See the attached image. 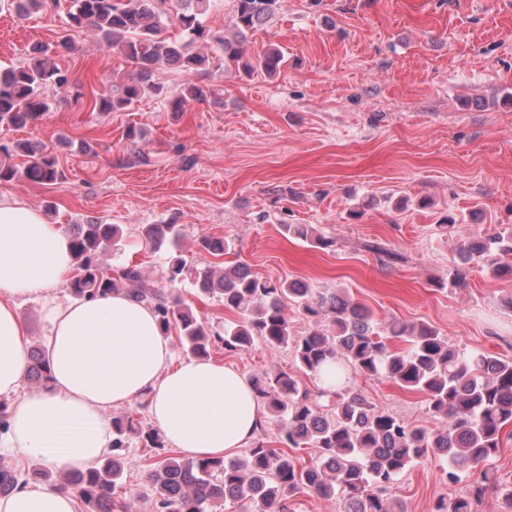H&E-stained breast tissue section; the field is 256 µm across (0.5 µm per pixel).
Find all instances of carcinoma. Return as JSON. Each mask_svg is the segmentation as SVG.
Listing matches in <instances>:
<instances>
[{
	"mask_svg": "<svg viewBox=\"0 0 512 512\" xmlns=\"http://www.w3.org/2000/svg\"><path fill=\"white\" fill-rule=\"evenodd\" d=\"M211 0H178L179 34L167 35L166 0H71L67 24L89 27L112 52L132 67L126 77H114L106 93H76V100L97 112L127 111L148 95L159 96L163 87L153 76L163 63L176 66L189 80L168 100L170 111L183 112L193 103L213 95V89L194 80L207 73L213 57L202 50L212 45L226 62L240 65L251 75L279 73L286 62L281 47L272 45L254 60L244 59L248 35L265 26L281 9L282 0H235L233 35H218L205 24ZM24 16L41 11L45 0H8ZM56 48L41 45L26 62L0 68V124L24 127L38 121L49 105L42 88H62L66 76L53 60ZM25 158L18 169L13 157ZM51 184L63 177L54 155L42 144L19 142L0 146V182L19 175ZM285 232L322 248L331 246L309 224H286ZM175 224H145L142 241L152 249L176 242ZM122 230L116 224L90 221L69 234L77 273L67 283L75 299L124 293L151 308L164 333L179 331L180 347L195 357H207L210 349L224 346L228 353L245 351L259 338L266 347L291 346L300 371L318 377L328 364L336 376L351 369L356 374L388 379L402 388L427 397L432 415L445 420L442 428L411 426L377 410L360 391L341 383L319 387L316 393L300 386L295 376L281 370L252 380L256 396L266 401L279 422L283 448H271L260 439L239 457L190 458L169 454L150 464L147 479L148 512H296V497L311 492L340 504V512H395L394 493L403 472L421 457L431 454L446 460L450 484L481 466V479L467 492L447 502L438 500L434 512H473L491 490L512 512V483H500L487 462L500 447L502 431L512 426V360L484 352H467L429 324L390 322L378 327L373 313L348 295L316 291L299 281L275 283L241 263L220 271L207 266L196 271L192 284L199 293L215 298L241 320L224 332L197 316L183 300V260H170V287L148 286L142 271L127 266L112 272L105 257L117 245ZM200 247L214 257L231 250L221 238L204 237ZM461 263L452 280L465 282L462 269L473 261L497 276H512V229L480 233L459 251ZM314 319L303 336H295L286 315L287 303ZM404 343L399 348L394 341ZM28 378L42 385L50 379L44 352L30 349ZM149 450L165 448L160 434L129 413L112 418V450L93 467L80 472L53 474L37 469L34 474L74 493L85 512H128L126 499L116 493L122 487L125 455L132 437ZM315 448L318 456L300 463L291 451ZM20 484L16 470L0 463V496Z\"/></svg>",
	"mask_w": 512,
	"mask_h": 512,
	"instance_id": "cac0c4a2",
	"label": "carcinoma"
}]
</instances>
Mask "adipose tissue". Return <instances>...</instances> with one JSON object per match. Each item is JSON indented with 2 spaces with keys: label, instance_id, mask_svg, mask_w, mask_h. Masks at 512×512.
I'll use <instances>...</instances> for the list:
<instances>
[{
  "label": "adipose tissue",
  "instance_id": "ef3b65f1",
  "mask_svg": "<svg viewBox=\"0 0 512 512\" xmlns=\"http://www.w3.org/2000/svg\"><path fill=\"white\" fill-rule=\"evenodd\" d=\"M67 236L26 203L0 200V395L14 396L0 447L82 471L112 444L110 409L147 398L154 427L194 457L233 455L261 420L248 379L201 358L175 360L153 311L122 295L59 301L73 272ZM35 295L48 324V388L22 392L28 339L19 298ZM0 512H76L71 493L18 486Z\"/></svg>",
  "mask_w": 512,
  "mask_h": 512
}]
</instances>
